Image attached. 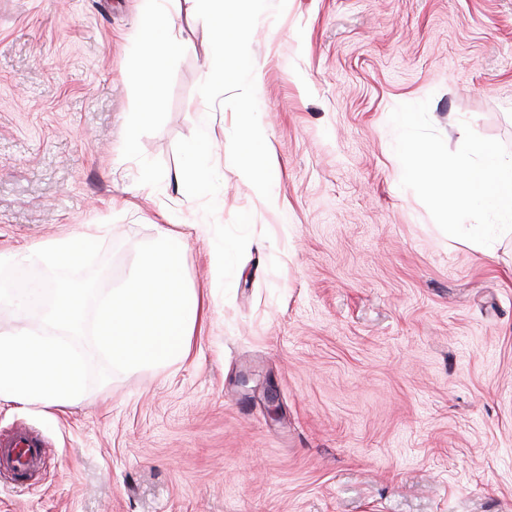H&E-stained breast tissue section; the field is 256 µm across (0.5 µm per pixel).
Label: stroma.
Segmentation results:
<instances>
[{"label":"stroma","instance_id":"obj_1","mask_svg":"<svg viewBox=\"0 0 512 512\" xmlns=\"http://www.w3.org/2000/svg\"><path fill=\"white\" fill-rule=\"evenodd\" d=\"M142 0H0V257L96 227L103 290L158 225L185 239L206 318L186 359L83 400H0L44 442L0 473V512H512V236L444 234L401 188L392 110L430 99L512 151V0H287L251 39L272 201L229 160L234 113L197 91L212 58L192 0L146 87ZM151 113L140 122L139 113ZM214 219L175 146L198 125ZM253 215L229 294L213 222Z\"/></svg>","mask_w":512,"mask_h":512}]
</instances>
